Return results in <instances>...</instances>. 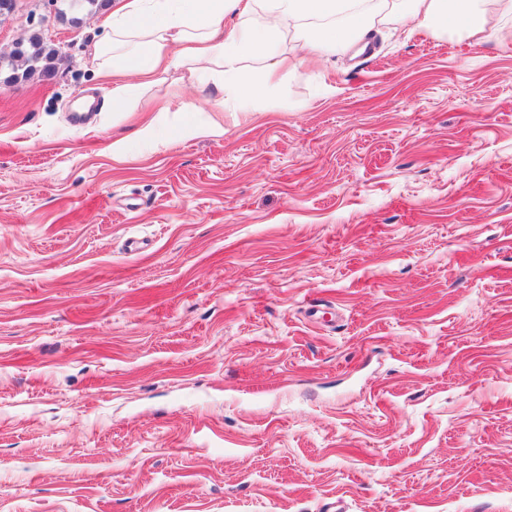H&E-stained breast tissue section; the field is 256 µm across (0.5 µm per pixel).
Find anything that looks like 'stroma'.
<instances>
[{"mask_svg":"<svg viewBox=\"0 0 512 512\" xmlns=\"http://www.w3.org/2000/svg\"><path fill=\"white\" fill-rule=\"evenodd\" d=\"M108 10L0 21L67 55L0 90V512H512V20L184 139L178 72L113 110Z\"/></svg>","mask_w":512,"mask_h":512,"instance_id":"1","label":"stroma"}]
</instances>
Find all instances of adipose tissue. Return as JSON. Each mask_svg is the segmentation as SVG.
Segmentation results:
<instances>
[{"mask_svg": "<svg viewBox=\"0 0 512 512\" xmlns=\"http://www.w3.org/2000/svg\"><path fill=\"white\" fill-rule=\"evenodd\" d=\"M492 12L512 17V0H407L400 10L394 0H123L104 19L92 60L98 74L111 77L118 107L174 68L209 87L210 111L252 112L281 71L346 50L373 23L395 22L408 35L451 26L476 35ZM231 14L237 21L229 26ZM306 18L320 24L299 33ZM290 30L297 36L280 51Z\"/></svg>", "mask_w": 512, "mask_h": 512, "instance_id": "adipose-tissue-1", "label": "adipose tissue"}]
</instances>
